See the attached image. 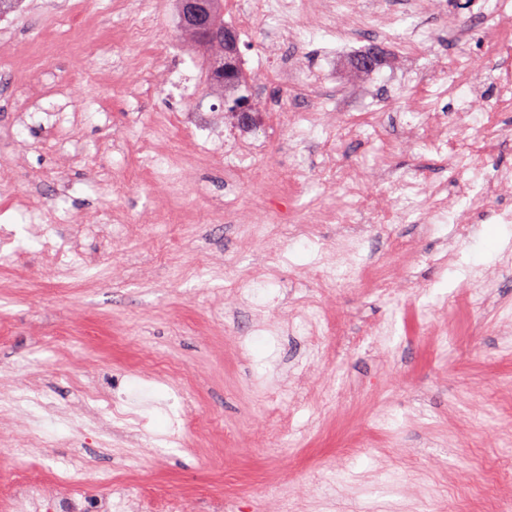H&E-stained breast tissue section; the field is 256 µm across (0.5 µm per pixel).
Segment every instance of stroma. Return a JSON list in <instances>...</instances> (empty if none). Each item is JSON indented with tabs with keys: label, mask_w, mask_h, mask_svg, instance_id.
I'll list each match as a JSON object with an SVG mask.
<instances>
[{
	"label": "stroma",
	"mask_w": 512,
	"mask_h": 512,
	"mask_svg": "<svg viewBox=\"0 0 512 512\" xmlns=\"http://www.w3.org/2000/svg\"><path fill=\"white\" fill-rule=\"evenodd\" d=\"M387 3L398 37L359 31L336 64L330 119L300 132L287 113H317L320 105L287 84L264 83L262 96L277 110L259 115L252 139L266 148L242 184L224 169L225 152L237 146L224 102L199 81L205 54L180 36L173 0H24L22 11L0 19V225L23 231L28 215L9 200L34 187L53 204L58 234L112 212L128 225L107 246L86 234L92 263L46 274L29 238L23 272L0 269V324L11 330L0 345V480L19 467L49 479L78 453L91 465L79 479L98 496L110 490L96 485L94 469L108 467L182 496L184 512H448L449 477L474 480L485 469L512 512V223L436 224L428 232L387 224L376 203L387 199L388 184L372 176L365 219L387 224L388 234L365 233L360 259L414 274L413 287L374 294L357 281L334 290L319 278V251L336 238V225L289 241L272 263L251 232L272 214L262 170L288 169L296 154L309 169L292 199L299 218L316 221L318 210L349 203L316 173L330 143L342 162L369 165L384 139L399 138L391 169L419 168L456 195L452 156L417 153L390 121L367 135L343 127L369 98L410 111L425 88L400 75L450 62L459 31L478 52L494 31L469 25L455 0L437 25L425 5ZM142 6L152 15L146 43L125 35ZM425 29V46L407 52L404 41ZM328 45H279L262 23L239 42L242 58L310 69L321 67ZM373 45L385 50V63L361 73L352 60ZM28 66L39 69L43 96L31 93ZM61 71L71 81L68 98L55 85ZM65 109L81 111L82 121L60 140L55 124ZM175 111L213 136L211 162L174 197L142 174L140 146L179 153L180 129L159 122ZM473 138L495 143L494 166L512 169V112L477 126ZM228 199L233 216L207 223ZM451 238L452 263L415 264ZM475 271L489 276L490 304L466 286ZM308 300L341 330L316 349L286 328ZM446 333L454 342L444 348L436 338ZM28 383L52 411L12 406L13 390ZM87 389L124 401L132 430L114 433L109 447L84 434ZM190 415L202 427L182 428ZM17 440L42 448V457L5 454ZM232 479L242 495L225 505Z\"/></svg>",
	"instance_id": "obj_1"
}]
</instances>
